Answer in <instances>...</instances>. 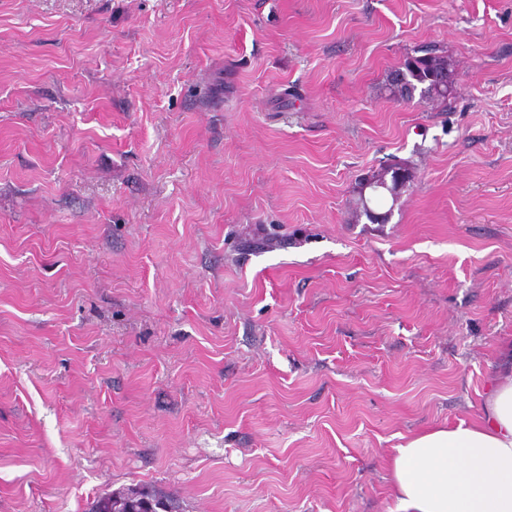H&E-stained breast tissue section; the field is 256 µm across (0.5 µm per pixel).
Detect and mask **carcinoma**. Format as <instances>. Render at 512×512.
<instances>
[{
    "label": "carcinoma",
    "instance_id": "1",
    "mask_svg": "<svg viewBox=\"0 0 512 512\" xmlns=\"http://www.w3.org/2000/svg\"><path fill=\"white\" fill-rule=\"evenodd\" d=\"M452 77L454 69L448 55L437 48L424 47L406 56L387 74L384 90L394 100L411 102L419 98L444 111L454 98L455 81ZM413 180V167L402 160L370 170L360 183L357 201L359 214L372 224L387 223L391 212H374L365 195L366 189L384 184V191L395 200ZM159 505L164 507L165 512H180V503L176 499L161 494L151 486L135 485L99 496L91 512H150V508Z\"/></svg>",
    "mask_w": 512,
    "mask_h": 512
}]
</instances>
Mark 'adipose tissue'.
I'll return each instance as SVG.
<instances>
[{"label":"adipose tissue","instance_id":"adipose-tissue-1","mask_svg":"<svg viewBox=\"0 0 512 512\" xmlns=\"http://www.w3.org/2000/svg\"><path fill=\"white\" fill-rule=\"evenodd\" d=\"M392 481L401 512H512V376L492 382L476 422L399 446Z\"/></svg>","mask_w":512,"mask_h":512}]
</instances>
